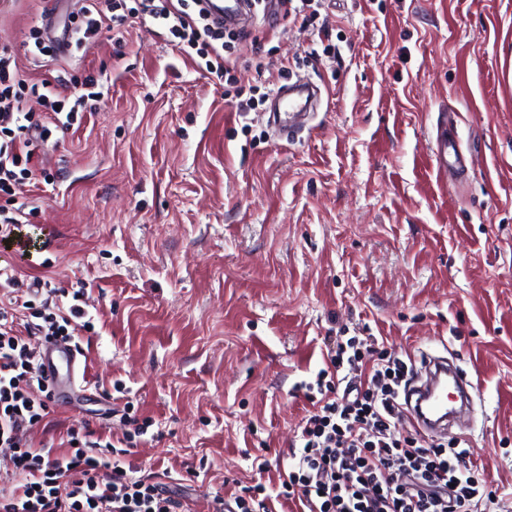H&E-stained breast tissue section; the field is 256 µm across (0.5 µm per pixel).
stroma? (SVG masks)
Masks as SVG:
<instances>
[{"label": "stroma", "mask_w": 512, "mask_h": 512, "mask_svg": "<svg viewBox=\"0 0 512 512\" xmlns=\"http://www.w3.org/2000/svg\"><path fill=\"white\" fill-rule=\"evenodd\" d=\"M46 5L1 10L0 48L64 93L90 73L107 92L53 132L51 183L20 197L27 247L0 240V266L86 286L80 343L105 396L56 404L38 440L121 435L133 401L155 437L131 462L170 470L212 512L256 479L255 458L272 479L289 466L309 408L294 386L323 368L325 337L371 334L454 357L477 385L459 433L512 493V0H331L333 58L317 29L258 4L227 79L138 26L33 62L28 23ZM260 57L322 90L294 141L229 91L263 84ZM448 118L469 160L453 183L434 155ZM118 380L128 400L108 398Z\"/></svg>", "instance_id": "obj_1"}]
</instances>
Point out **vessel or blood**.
I'll return each mask as SVG.
<instances>
[{
	"instance_id": "b4317fda",
	"label": "vessel or blood",
	"mask_w": 512,
	"mask_h": 512,
	"mask_svg": "<svg viewBox=\"0 0 512 512\" xmlns=\"http://www.w3.org/2000/svg\"><path fill=\"white\" fill-rule=\"evenodd\" d=\"M321 91L311 82L299 80L279 87L271 100L279 109L275 126L279 132L293 133L306 126L313 102L319 100ZM438 167L449 179L458 180L466 169V158L459 150L454 135L438 132L436 140ZM45 369L48 374L77 378L81 369V355L74 346L49 345L44 351ZM423 371L427 381L411 385L407 415L424 431L449 432L457 420L467 413L472 404L475 385L447 357L426 359Z\"/></svg>"
}]
</instances>
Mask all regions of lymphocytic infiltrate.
Here are the masks:
<instances>
[{
    "mask_svg": "<svg viewBox=\"0 0 512 512\" xmlns=\"http://www.w3.org/2000/svg\"><path fill=\"white\" fill-rule=\"evenodd\" d=\"M64 33L82 47L109 26L148 23L192 52L199 69L226 74L225 54L235 31L212 20L204 0H76ZM104 85L86 75L73 97L50 81L28 83L16 57L0 49V240L18 239L21 221L11 214L18 191L45 170L35 155L52 129L68 131L83 119L85 103L100 100ZM40 111L26 110L27 95ZM84 290L51 287L41 276L22 283L11 267H0V512H191L158 473L138 474L127 459L147 435L151 417L124 405L126 430L119 440L67 429L58 444L31 438L56 403V387L41 372L45 342L78 344L93 317ZM327 359L315 381L299 382L312 405L292 463L278 474L275 493L265 484L242 487L219 500V512H276L275 499L296 500L302 512H512L498 488L460 438L427 441L401 432L405 392L416 377L413 359L380 347L377 337L327 339Z\"/></svg>",
    "mask_w": 512,
    "mask_h": 512,
    "instance_id": "obj_1",
    "label": "lymphocytic infiltrate"
}]
</instances>
